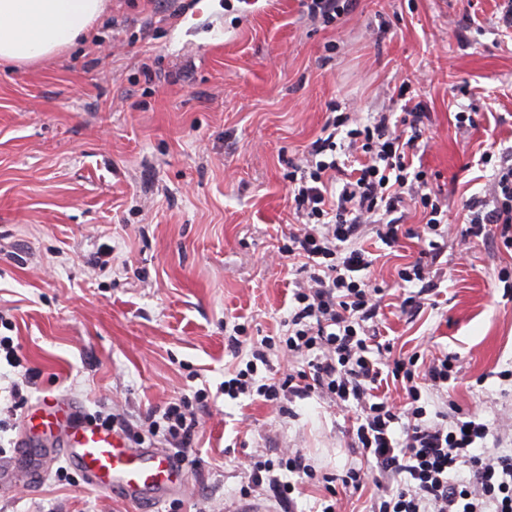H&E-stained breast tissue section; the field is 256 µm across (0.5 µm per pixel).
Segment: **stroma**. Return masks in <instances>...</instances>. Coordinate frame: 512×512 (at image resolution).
Returning <instances> with one entry per match:
<instances>
[{
	"label": "stroma",
	"mask_w": 512,
	"mask_h": 512,
	"mask_svg": "<svg viewBox=\"0 0 512 512\" xmlns=\"http://www.w3.org/2000/svg\"><path fill=\"white\" fill-rule=\"evenodd\" d=\"M500 0H355L336 24L301 0H108L87 40L0 67V463L22 417L45 396L131 420L205 390L186 483L152 512H239L242 463L301 450L318 471L362 462L350 408L317 397L286 410L224 396L250 338L279 336L295 275L280 248L299 227L288 165L319 138L331 105L366 122L400 112L402 80L419 87L432 140L421 155L455 233L434 264L438 293L398 308L399 269L417 239L363 240L379 259L383 339L394 355L448 352L460 377L447 400L497 429L512 449V298L500 272L512 251L464 246L463 206L484 195L486 151L512 146V34ZM475 20L465 39L455 30ZM478 112L462 133L457 112ZM243 325L247 338L232 348ZM31 375L25 399L9 385ZM52 459L38 484L0 491V512H143Z\"/></svg>",
	"instance_id": "stroma-1"
}]
</instances>
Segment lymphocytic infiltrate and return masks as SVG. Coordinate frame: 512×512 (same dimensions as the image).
<instances>
[{
    "label": "lymphocytic infiltrate",
    "mask_w": 512,
    "mask_h": 512,
    "mask_svg": "<svg viewBox=\"0 0 512 512\" xmlns=\"http://www.w3.org/2000/svg\"><path fill=\"white\" fill-rule=\"evenodd\" d=\"M426 118L417 104L405 107L399 118L381 112L365 124H352L346 112L327 117L323 137L313 142L304 164L288 173L289 197L302 226L289 234L283 250L304 263L285 331L278 339L252 340L245 369L225 381L224 393L268 402L288 394L354 403L351 447L376 473L370 512H512V453L488 447L493 435L488 424L428 410L422 400L423 393H443L456 379V356L433 358L421 372L418 355L392 358L391 344L378 340L380 290L371 284L373 259L361 242L363 228L372 227L390 247L404 237L421 241L420 260L398 272L401 282L419 287L417 295L402 300L405 309L420 307L421 296L433 291L426 261L443 252L448 236L445 202L428 172L413 166L424 145ZM340 134L346 139L342 146L336 143ZM482 161L492 164L493 172L487 194L465 204L466 234L512 250V147L499 159L486 154ZM408 205L425 214L421 227L404 226L400 214ZM274 351L304 357L305 368L279 380L259 377V367L269 366ZM386 365L405 384L404 405L378 392ZM206 403L201 391L176 399L161 416L147 414L142 426L187 460L198 425L195 408ZM397 424L403 428L398 438ZM248 468L253 490L271 492L282 508L294 504L296 479L337 481L357 491L365 478L356 467L318 474L298 450L279 460L251 456Z\"/></svg>",
    "instance_id": "f902f5d3"
}]
</instances>
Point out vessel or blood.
Here are the masks:
<instances>
[{
  "label": "vessel or blood",
  "mask_w": 512,
  "mask_h": 512,
  "mask_svg": "<svg viewBox=\"0 0 512 512\" xmlns=\"http://www.w3.org/2000/svg\"><path fill=\"white\" fill-rule=\"evenodd\" d=\"M56 436L61 445L53 456L65 458L99 491L153 501L165 489L185 483L183 466L170 453L130 447L121 434L84 420L74 403L45 397L23 416L18 442ZM39 474L37 461L18 457L0 465V486H12L21 477L34 483Z\"/></svg>",
  "instance_id": "vessel-or-blood-1"
}]
</instances>
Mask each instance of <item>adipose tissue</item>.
I'll return each instance as SVG.
<instances>
[{"mask_svg": "<svg viewBox=\"0 0 512 512\" xmlns=\"http://www.w3.org/2000/svg\"><path fill=\"white\" fill-rule=\"evenodd\" d=\"M106 0H0V65L35 63L76 44Z\"/></svg>", "mask_w": 512, "mask_h": 512, "instance_id": "adipose-tissue-1", "label": "adipose tissue"}]
</instances>
